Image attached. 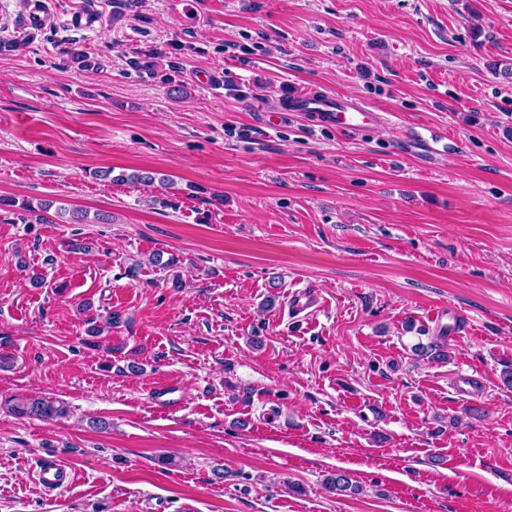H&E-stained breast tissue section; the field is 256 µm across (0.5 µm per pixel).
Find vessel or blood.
Masks as SVG:
<instances>
[{"instance_id": "vessel-or-blood-1", "label": "vessel or blood", "mask_w": 512, "mask_h": 512, "mask_svg": "<svg viewBox=\"0 0 512 512\" xmlns=\"http://www.w3.org/2000/svg\"><path fill=\"white\" fill-rule=\"evenodd\" d=\"M285 109L308 115L312 125L333 128L349 135L362 134L384 121L380 112L364 102L312 88L292 92L286 99ZM484 391L479 377L458 375L454 386L458 398H474ZM36 479L47 491H61L70 486L72 469L59 460L49 459L40 467Z\"/></svg>"}]
</instances>
